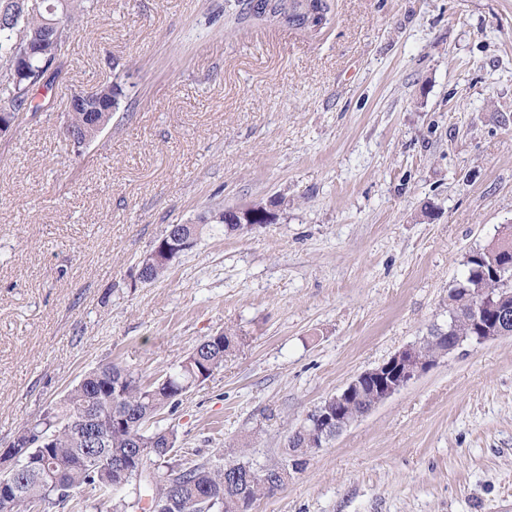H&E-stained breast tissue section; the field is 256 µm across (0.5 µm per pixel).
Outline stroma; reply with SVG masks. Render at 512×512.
I'll return each mask as SVG.
<instances>
[{
    "label": "stroma",
    "mask_w": 512,
    "mask_h": 512,
    "mask_svg": "<svg viewBox=\"0 0 512 512\" xmlns=\"http://www.w3.org/2000/svg\"><path fill=\"white\" fill-rule=\"evenodd\" d=\"M224 0H95L48 111L0 137V448L99 363L152 379L239 346L158 425L173 462L262 470L307 414L448 324L464 261L512 225V0H329L322 34ZM122 89L73 149V92ZM203 232L153 284L169 225ZM253 512H512V336L466 343L308 449ZM233 217L231 225H235L237 230H252L264 224H270L275 216L270 210L261 204L233 208L230 210ZM259 222H263L259 224Z\"/></svg>",
    "instance_id": "stroma-1"
}]
</instances>
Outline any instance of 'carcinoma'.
I'll use <instances>...</instances> for the list:
<instances>
[{"mask_svg": "<svg viewBox=\"0 0 512 512\" xmlns=\"http://www.w3.org/2000/svg\"><path fill=\"white\" fill-rule=\"evenodd\" d=\"M89 0H40L36 9L25 0H0V111L29 112L32 94L40 84L55 83L62 74V58L73 33L90 12ZM328 10L325 0H274L258 5L250 16L281 19L290 26H318ZM56 20L60 34L57 55L19 57L15 32L41 26L47 16ZM464 275L448 297L459 302L456 317H448L450 336L471 335L462 303L469 288H510L512 271L495 269L493 254L479 248L465 262ZM440 328L421 341L436 351L433 340ZM239 338L224 331L201 340L172 371L152 382L112 361L92 369L35 425L23 426L11 448L19 465L10 471L17 512L64 509L74 495L90 490L98 500L112 502V512H125L123 489L142 474L135 470L118 478L114 463L136 448L154 466L151 499L173 502L172 512H251L261 498L274 494L268 474L275 465L258 471L237 461L214 468L205 464L176 469L169 462L174 433L152 430L166 408H173L192 387L206 381L223 366L226 353Z\"/></svg>", "mask_w": 512, "mask_h": 512, "instance_id": "carcinoma-1", "label": "carcinoma"}]
</instances>
